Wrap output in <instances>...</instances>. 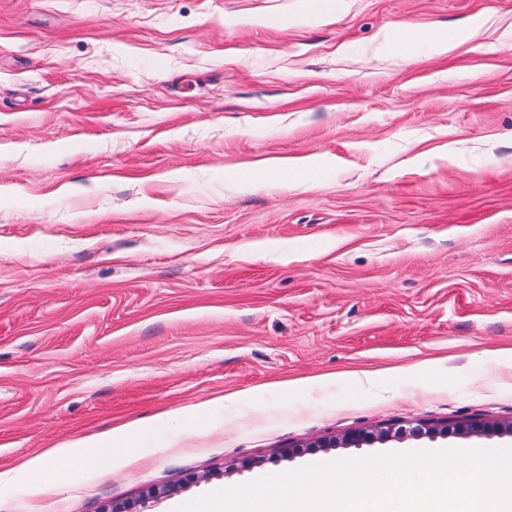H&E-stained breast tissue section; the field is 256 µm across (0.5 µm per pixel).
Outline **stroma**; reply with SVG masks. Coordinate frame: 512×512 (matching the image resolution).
Segmentation results:
<instances>
[{
  "label": "stroma",
  "mask_w": 512,
  "mask_h": 512,
  "mask_svg": "<svg viewBox=\"0 0 512 512\" xmlns=\"http://www.w3.org/2000/svg\"><path fill=\"white\" fill-rule=\"evenodd\" d=\"M472 420L512 423V0H0V512L512 448L318 445ZM138 431H113L109 434L99 435L67 446H62L54 452V457L66 460L68 456L79 451L87 460L109 459L125 456L131 443L137 438Z\"/></svg>",
  "instance_id": "35a3bbf8"
}]
</instances>
